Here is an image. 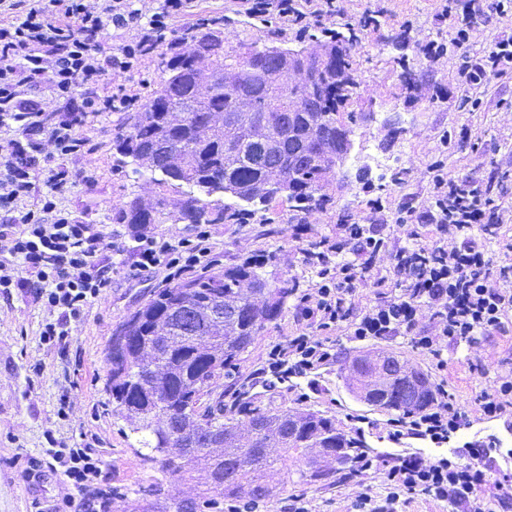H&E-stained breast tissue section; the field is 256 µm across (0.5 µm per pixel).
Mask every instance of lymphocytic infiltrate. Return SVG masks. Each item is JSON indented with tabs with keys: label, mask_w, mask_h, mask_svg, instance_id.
Segmentation results:
<instances>
[{
	"label": "lymphocytic infiltrate",
	"mask_w": 512,
	"mask_h": 512,
	"mask_svg": "<svg viewBox=\"0 0 512 512\" xmlns=\"http://www.w3.org/2000/svg\"><path fill=\"white\" fill-rule=\"evenodd\" d=\"M230 10L250 17L279 19L306 28L336 13L335 5L307 9L305 0H230ZM192 0H162L150 16L135 9L133 0H0V293L30 289L35 299L57 312L41 336L46 343L65 342L71 320L104 297L112 286V265L105 262L106 235L59 208L61 195L83 182L81 171L66 159L91 153L84 131L91 113L131 109L135 98L125 84L138 63L171 45L174 22L185 16ZM135 30L125 39L127 30ZM119 46L112 53L103 47ZM54 109H46L42 94ZM54 144L60 165L45 168L39 160L43 141ZM434 194L424 207H407L398 223L426 224L438 236L451 233L455 241L428 246L391 244L379 224H343L328 252L309 255L318 268L317 280L294 288L299 326L269 350L253 376L281 380L304 378L335 355L324 334L342 329L350 341L411 336L433 358L445 344H476L480 337L505 331L512 319V275L493 277L486 247L491 225L483 218L490 206L477 185L433 178ZM37 195L34 209L20 211L26 197ZM132 276L151 274L172 281L204 270L212 252L210 233L199 227L194 238L173 241L150 231L133 234ZM390 258L402 285L389 294L376 264ZM372 282L378 299L359 306L356 295ZM430 323H419L422 310ZM467 413L448 392L435 406L418 415L388 422L392 442L416 439L435 445L470 427ZM74 491L79 512H102L112 498L105 479L107 464L90 446L73 443L52 448ZM470 461L460 464L445 455L430 458L413 453L378 462L357 459L342 484L359 485L355 512H397L402 497L422 491L449 503L454 512H494L512 507V474L494 471L488 448H472ZM383 476L386 493H372L370 481ZM494 483L492 499L477 495Z\"/></svg>",
	"instance_id": "obj_1"
}]
</instances>
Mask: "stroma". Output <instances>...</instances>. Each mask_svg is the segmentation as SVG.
<instances>
[{"label":"stroma","instance_id":"stroma-1","mask_svg":"<svg viewBox=\"0 0 512 512\" xmlns=\"http://www.w3.org/2000/svg\"><path fill=\"white\" fill-rule=\"evenodd\" d=\"M225 0H194L188 23L204 17L224 20V40L248 39L259 44L320 49L314 39L277 20L260 23L243 15H226ZM348 21L371 24L359 29L349 46L358 87L340 111L352 129L353 147L344 169L328 176L329 206L295 216L287 201L272 203L263 219L247 224H214L211 270L246 259L266 260L267 271L307 286L317 279L316 266L305 262L306 252H320L336 239L341 224L373 222L374 200H381L385 216L396 215L407 203L425 205L432 189L433 167L456 182H472L500 209H512V74L488 75L478 83L465 82L459 71L466 61L492 52L499 40L512 37V0H453L451 16H443L441 0H349ZM471 10L473 28L464 44L454 40V22ZM443 49L439 59L427 54L430 45ZM415 78L405 88L403 71ZM122 112L91 116L86 133L93 154L69 160L70 168L88 175L89 186L67 191L61 205L89 224L114 229V212L134 198H152L157 186L133 174L119 161L113 143L125 125ZM129 238L108 250L112 286L106 298L94 303L72 322L66 343L49 346L40 332L49 312L24 290L0 295V512H63L71 488L47 463L51 441L87 439L109 465L113 486L128 500L161 478L158 469L144 464L127 438L128 422L113 412L105 391V357L118 325L164 284L155 278L131 279L133 262ZM295 304L287 302L280 317L267 323L254 344L242 353L231 383L241 399L268 410L311 409L331 418L337 429L362 426L372 455L389 459L399 451L435 455L428 442L408 440L392 444L387 436L389 413L364 404L351 392L349 375L337 361L304 379L265 386L250 375L275 344L295 329ZM329 341L339 357L382 350L406 359L446 382L447 390L467 411L470 429L452 439L453 447L496 436L501 448L512 449V429L502 421L484 418L479 398L491 391L496 375L512 368V330L495 332L474 345L443 346L445 371L416 348L410 337L349 342L344 331H332ZM43 464L41 486L23 477L31 462ZM162 479V478H161ZM312 512H351L354 488L325 481L305 486Z\"/></svg>","mask_w":512,"mask_h":512}]
</instances>
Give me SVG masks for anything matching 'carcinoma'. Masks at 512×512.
Here are the masks:
<instances>
[{"label": "carcinoma", "mask_w": 512, "mask_h": 512, "mask_svg": "<svg viewBox=\"0 0 512 512\" xmlns=\"http://www.w3.org/2000/svg\"><path fill=\"white\" fill-rule=\"evenodd\" d=\"M331 38L339 55L309 87L290 88L282 81L288 49L255 42L224 43V23L204 22L191 29L192 50L171 46L161 54V79L131 116L128 130L115 148L125 165L147 162L159 193L152 203L135 198L120 208L118 224L138 227L156 223L167 206V192L181 194L173 212L176 224H236L277 198L275 176L284 177L285 199L295 212L323 208V189L336 156L350 152L352 129L338 119L339 107L357 88L346 43ZM208 63L209 93L198 94L201 64ZM296 95L301 110L273 102ZM266 262L244 261L160 291L135 311L112 338L106 356L107 385L112 402L133 422L137 448L148 464L160 465L166 478H186L197 470L208 473L209 485L188 510L210 512L219 502H238L248 488L252 503L275 495V475L283 457L274 456L259 441L245 447L237 439L239 423L224 415V407L206 405L203 398L236 374L241 353L252 346L269 322L283 312L291 288L283 281L270 287ZM162 341L155 369L140 367L137 352L144 343ZM357 396L381 411L411 414L435 404L438 388L428 375L396 355L365 358L356 371ZM247 425L286 451L305 456V467L289 482L309 485L343 471L364 451L362 435L336 429L329 417L314 411L259 407L239 408ZM185 435L188 448H170L169 439ZM227 439L220 456L210 445ZM150 500L141 512H168L164 481L144 489Z\"/></svg>", "instance_id": "obj_1"}]
</instances>
